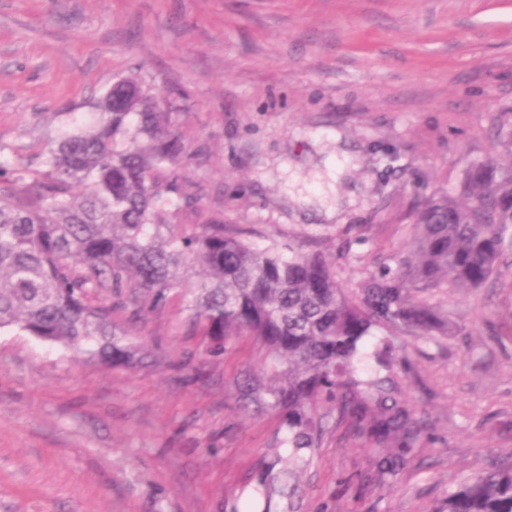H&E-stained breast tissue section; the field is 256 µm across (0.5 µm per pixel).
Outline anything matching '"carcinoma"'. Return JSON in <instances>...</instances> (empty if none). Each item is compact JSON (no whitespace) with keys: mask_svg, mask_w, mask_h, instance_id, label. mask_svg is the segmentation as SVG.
<instances>
[{"mask_svg":"<svg viewBox=\"0 0 512 512\" xmlns=\"http://www.w3.org/2000/svg\"><path fill=\"white\" fill-rule=\"evenodd\" d=\"M187 161L170 112L132 78L53 144L0 156V330L128 368L153 351L120 316L135 323L175 304L210 358L249 337L259 369L235 378L237 406L279 424L221 512H308L300 478L332 416L390 450L380 476L404 468L431 439L400 397L394 370L407 358L395 338L453 335L451 316L415 293L443 281L476 289L497 274L512 245V165L470 164L465 201L430 199L411 251L346 291L320 256L257 249L224 234L221 217L191 229L167 221L171 196L198 212L180 175ZM369 338L379 371L363 374ZM438 512H512V463L462 481Z\"/></svg>","mask_w":512,"mask_h":512,"instance_id":"cac0c4a2","label":"carcinoma"}]
</instances>
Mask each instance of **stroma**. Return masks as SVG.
<instances>
[{
	"label": "stroma",
	"mask_w": 512,
	"mask_h": 512,
	"mask_svg": "<svg viewBox=\"0 0 512 512\" xmlns=\"http://www.w3.org/2000/svg\"><path fill=\"white\" fill-rule=\"evenodd\" d=\"M125 77L185 134L199 211L169 220L223 217L255 247L321 255L349 289L407 254L433 194L462 199L469 163L512 164V0H0L1 145L51 143L52 113L90 117ZM417 297L459 327L399 341L434 442L380 479L379 449L330 427L302 478L315 512H437L512 460V253L477 291ZM134 331L162 364L0 332V512H219L277 426L224 387L251 341L205 360L175 309Z\"/></svg>",
	"instance_id": "obj_1"
}]
</instances>
